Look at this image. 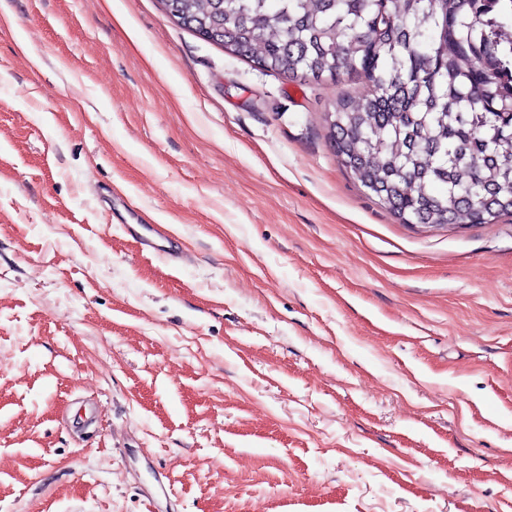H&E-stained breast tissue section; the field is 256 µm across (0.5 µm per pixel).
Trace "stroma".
Returning a JSON list of instances; mask_svg holds the SVG:
<instances>
[{
	"instance_id": "obj_1",
	"label": "stroma",
	"mask_w": 512,
	"mask_h": 512,
	"mask_svg": "<svg viewBox=\"0 0 512 512\" xmlns=\"http://www.w3.org/2000/svg\"><path fill=\"white\" fill-rule=\"evenodd\" d=\"M370 92L0 0V512H512V217L382 208L324 121Z\"/></svg>"
}]
</instances>
